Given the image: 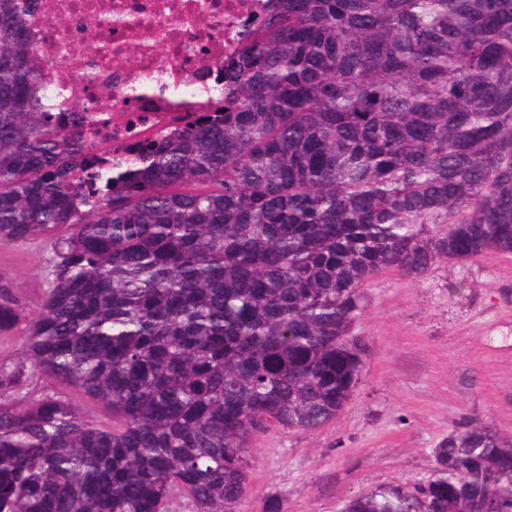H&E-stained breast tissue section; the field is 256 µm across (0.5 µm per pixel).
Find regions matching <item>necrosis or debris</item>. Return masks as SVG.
Returning a JSON list of instances; mask_svg holds the SVG:
<instances>
[{
    "instance_id": "1",
    "label": "necrosis or debris",
    "mask_w": 512,
    "mask_h": 512,
    "mask_svg": "<svg viewBox=\"0 0 512 512\" xmlns=\"http://www.w3.org/2000/svg\"><path fill=\"white\" fill-rule=\"evenodd\" d=\"M272 0H14L36 46L46 111L95 119L93 140L119 157L206 115Z\"/></svg>"
}]
</instances>
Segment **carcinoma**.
<instances>
[{"instance_id": "1", "label": "carcinoma", "mask_w": 512, "mask_h": 512, "mask_svg": "<svg viewBox=\"0 0 512 512\" xmlns=\"http://www.w3.org/2000/svg\"><path fill=\"white\" fill-rule=\"evenodd\" d=\"M208 122L121 162L51 121L0 0V245L51 235L26 367L68 400L0 402V512H240L251 438L346 406L380 273L512 254V0H278ZM21 308L0 280V336ZM431 477L342 512H512V442L472 422Z\"/></svg>"}]
</instances>
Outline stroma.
I'll list each match as a JSON object with an SVG mask.
<instances>
[{"mask_svg": "<svg viewBox=\"0 0 512 512\" xmlns=\"http://www.w3.org/2000/svg\"><path fill=\"white\" fill-rule=\"evenodd\" d=\"M51 256L47 236L0 246V277L22 307L0 359L41 308ZM366 299L354 333L368 351L350 400L319 429L253 436L244 512H265L272 496L287 512H340L378 485L413 484L431 475L438 443L473 420L512 440V254L441 258L417 279L387 271Z\"/></svg>", "mask_w": 512, "mask_h": 512, "instance_id": "1", "label": "stroma"}]
</instances>
